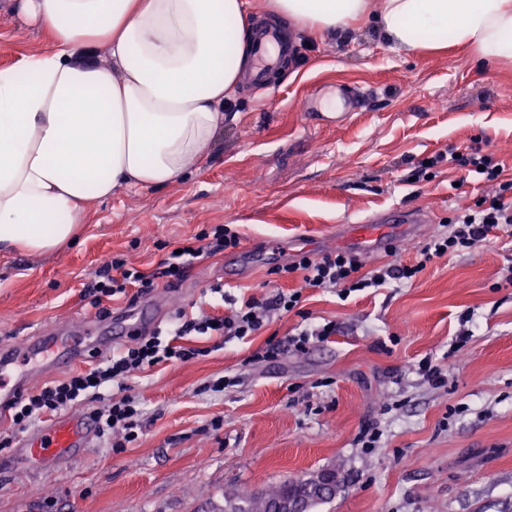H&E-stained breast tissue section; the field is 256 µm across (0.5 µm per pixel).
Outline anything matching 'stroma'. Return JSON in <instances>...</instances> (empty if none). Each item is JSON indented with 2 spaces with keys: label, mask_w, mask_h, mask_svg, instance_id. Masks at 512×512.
Wrapping results in <instances>:
<instances>
[{
  "label": "stroma",
  "mask_w": 512,
  "mask_h": 512,
  "mask_svg": "<svg viewBox=\"0 0 512 512\" xmlns=\"http://www.w3.org/2000/svg\"><path fill=\"white\" fill-rule=\"evenodd\" d=\"M5 2L0 69L51 51ZM295 36L298 59L277 90L239 85L199 169L89 205L77 240L53 253L0 250V344L94 318L81 289L108 257L151 271L216 224L232 225L240 245L194 261L177 287L153 288L165 316L204 302L217 282L235 297L296 289L268 259L273 244L310 237L313 254L342 249L344 225L397 208L431 220L390 226L387 246L357 252L371 266L412 263L420 243L444 233L461 176L441 164L432 180L413 181L423 159L477 142L512 169L511 65L461 48L395 52L370 25ZM339 85L368 95L346 124L305 111ZM303 309L314 324L335 322V336L251 365L268 340L300 324L288 313L242 340L192 338L208 356L132 376L145 419L132 447L49 465L0 448V512H218L240 487L261 491L323 468L345 481L315 512H512V232L434 259L408 283L344 300L305 290ZM424 359L446 369L444 386L422 377ZM224 375L236 385L206 389ZM369 424L379 440L364 448L357 437Z\"/></svg>",
  "instance_id": "obj_1"
}]
</instances>
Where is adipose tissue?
I'll return each instance as SVG.
<instances>
[{
  "label": "adipose tissue",
  "instance_id": "ef3b65f1",
  "mask_svg": "<svg viewBox=\"0 0 512 512\" xmlns=\"http://www.w3.org/2000/svg\"><path fill=\"white\" fill-rule=\"evenodd\" d=\"M249 0H14L50 53L0 70V249L71 241L90 203L198 169L250 60ZM318 34L512 63V0H265ZM106 48L107 61L96 59Z\"/></svg>",
  "mask_w": 512,
  "mask_h": 512
}]
</instances>
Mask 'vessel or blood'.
<instances>
[{
    "mask_svg": "<svg viewBox=\"0 0 512 512\" xmlns=\"http://www.w3.org/2000/svg\"><path fill=\"white\" fill-rule=\"evenodd\" d=\"M297 52V45L285 28L276 24L256 27L253 35V63L247 81L256 87H268L274 71ZM407 226L424 224L428 215L421 210L403 211L397 218L383 215L350 225L348 238L363 244L379 237L381 228L390 221ZM146 324L143 310L124 312L114 318L109 331L86 324L83 335L71 336L64 330L27 337L13 346H0V421L7 418V404L24 390L36 374L49 375L70 370L86 362L89 354L108 352L129 334ZM97 432L92 420L84 415H62L29 432L17 444L19 452L44 463L65 457H77L94 446Z\"/></svg>",
    "mask_w": 512,
    "mask_h": 512,
    "instance_id": "b4317fda",
    "label": "vessel or blood"
}]
</instances>
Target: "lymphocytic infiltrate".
I'll list each match as a JSON object with an SVG mask.
<instances>
[{"mask_svg": "<svg viewBox=\"0 0 512 512\" xmlns=\"http://www.w3.org/2000/svg\"><path fill=\"white\" fill-rule=\"evenodd\" d=\"M445 161L463 167L468 177L492 186L493 193L454 209L448 219V234L434 237L420 246L415 263H389L369 270L364 260L352 252L334 251L319 256L302 253L281 268L282 273L295 274L300 278L299 289L292 292L273 291L239 302L225 295L222 284H213L209 288L210 293L221 295L228 306L224 316L217 318L203 311L190 316L186 311H178L167 329L133 333L125 348L118 353L93 361L86 370L20 394L9 406L16 431L27 430L41 421L44 415L58 414L82 403L97 422L100 437L111 447H128L139 437L142 417L139 401L128 393V379L135 372L164 362L185 363L202 356V349L183 346L186 336L194 333L227 339L253 336L273 317L294 311L302 301L304 289L338 288L347 294L378 288L391 280L410 282L439 255L471 249L494 231L511 228L512 177H506L502 161L475 147L457 157L438 154L423 161L419 176L430 179L431 168ZM239 244L237 231L229 225L218 224L196 233L181 252H168L150 273L114 257L96 272L84 295L90 298L98 316L105 317L110 313L109 301L122 298L127 306H134L136 298L129 294V286L139 284L147 288L157 279L176 285L184 277L188 258L208 257L237 248ZM335 333L336 326L330 322L307 325L296 333L267 343L252 355L251 360L261 363L277 360L291 351L303 352L311 344L325 341Z\"/></svg>", "mask_w": 512, "mask_h": 512, "instance_id": "f902f5d3", "label": "lymphocytic infiltrate"}]
</instances>
